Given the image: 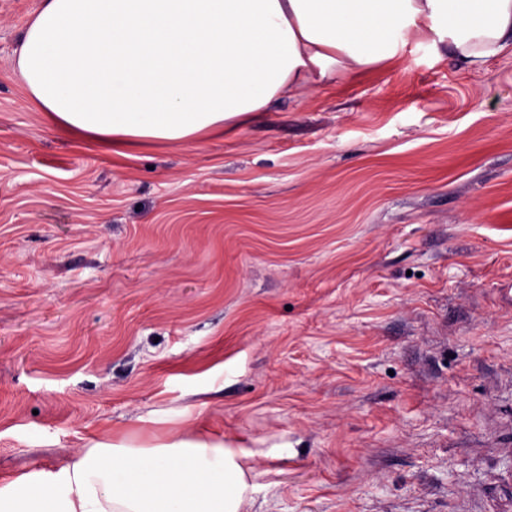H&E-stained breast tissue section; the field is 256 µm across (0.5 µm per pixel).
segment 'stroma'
<instances>
[{
	"label": "stroma",
	"mask_w": 512,
	"mask_h": 512,
	"mask_svg": "<svg viewBox=\"0 0 512 512\" xmlns=\"http://www.w3.org/2000/svg\"><path fill=\"white\" fill-rule=\"evenodd\" d=\"M0 0V485L223 440L240 512H512V54L426 50L109 155Z\"/></svg>",
	"instance_id": "1"
}]
</instances>
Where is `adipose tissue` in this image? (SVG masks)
<instances>
[{"label": "adipose tissue", "instance_id": "ef3b65f1", "mask_svg": "<svg viewBox=\"0 0 512 512\" xmlns=\"http://www.w3.org/2000/svg\"><path fill=\"white\" fill-rule=\"evenodd\" d=\"M410 47L481 69L512 51V0H42L16 66L53 128L125 156L236 130ZM245 488L220 442L96 443L1 485L0 512H239Z\"/></svg>", "mask_w": 512, "mask_h": 512}]
</instances>
